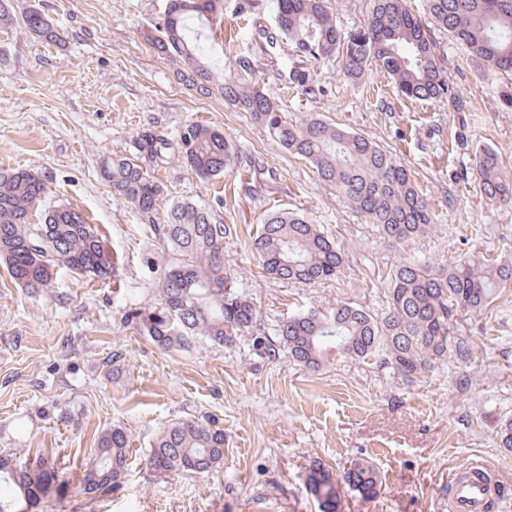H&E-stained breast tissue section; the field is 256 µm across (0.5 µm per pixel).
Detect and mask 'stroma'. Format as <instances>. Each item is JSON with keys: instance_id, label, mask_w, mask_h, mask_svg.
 <instances>
[{"instance_id": "35a3bbf8", "label": "stroma", "mask_w": 512, "mask_h": 512, "mask_svg": "<svg viewBox=\"0 0 512 512\" xmlns=\"http://www.w3.org/2000/svg\"><path fill=\"white\" fill-rule=\"evenodd\" d=\"M253 2L250 13L241 0H224L228 48L209 57L224 77L235 76L238 57L248 55L255 21L272 20L268 0ZM167 3L11 0L18 17L42 10L66 42L41 40L18 24L0 28V167L41 173L47 202L84 211L118 258L111 281L63 269L40 293L19 287L0 266V457L26 467L44 454L60 478L28 512H319L305 485L311 462L338 471L354 458L377 465L382 488L371 499L342 493L339 512H448L452 474L476 457L512 494V448L500 447L497 435L512 419L511 299L459 313L452 326L472 345L471 360H445L409 383L372 357L335 354L314 370L284 354L272 359L247 335L231 345L199 336L162 348L126 317L158 304L165 252L151 224L115 199L98 172L102 157L134 154L143 129L170 139L191 121L222 130L274 181L249 194L237 173L204 181L173 156L157 172L167 189L161 206L191 201L230 226L224 266L237 292L255 303L260 328L273 335L283 318L339 301L379 314L387 306L383 275L402 261L442 267L486 253L512 256V205L490 203L477 182L453 178L486 146L512 173V111L499 102L502 77L440 35L448 76L469 102L461 147L446 101L381 111L379 99L394 89L379 70L348 80L335 63L314 64L322 94L311 103L281 87L288 45L257 59L256 76L281 112L321 113L415 170L434 222L428 234L399 245L365 223L305 160L279 148L250 113L181 83L141 37L163 19ZM281 210L321 225L343 248L337 279L307 285L263 276L249 238ZM184 419L224 430V462L209 474L149 466L156 439ZM113 426L129 437L126 474L111 492L85 495L77 469Z\"/></svg>"}]
</instances>
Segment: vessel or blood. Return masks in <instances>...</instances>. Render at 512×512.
<instances>
[{
    "mask_svg": "<svg viewBox=\"0 0 512 512\" xmlns=\"http://www.w3.org/2000/svg\"><path fill=\"white\" fill-rule=\"evenodd\" d=\"M492 501L499 512H512V497L501 492L482 461H471L455 472L448 491L452 512H486Z\"/></svg>",
    "mask_w": 512,
    "mask_h": 512,
    "instance_id": "vessel-or-blood-1",
    "label": "vessel or blood"
}]
</instances>
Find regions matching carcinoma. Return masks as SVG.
<instances>
[{
    "label": "carcinoma",
    "mask_w": 512,
    "mask_h": 512,
    "mask_svg": "<svg viewBox=\"0 0 512 512\" xmlns=\"http://www.w3.org/2000/svg\"><path fill=\"white\" fill-rule=\"evenodd\" d=\"M427 16L416 15L408 0H373L370 15L357 28L339 27L329 0H272L281 38L300 54V64L333 62L347 78H359L370 66L394 83L409 100L448 101L458 125L465 127L468 101L448 78L444 51L433 37L442 30L468 56L489 71L512 76V0H425ZM37 37L61 42L64 33L40 9L23 17ZM224 24V0H169L162 22L144 40L169 57L187 86L201 95L217 90L228 104L251 114L284 150L304 159L317 178L336 190L369 224L398 243L414 239L433 223V210L419 189L415 171L375 141L317 112L291 118L260 87L251 59L238 66L244 76L215 79L204 41L218 39ZM308 101L320 97L313 77L296 85ZM177 153L200 178L235 171L254 182L258 170L242 165L241 151L224 132L190 122L173 141L147 131L137 137L136 154L104 157L99 175L112 195L152 220L165 188L155 169ZM471 175L485 197L512 204V178L503 174L497 151L475 153ZM46 179L26 169L0 168V263L17 284L38 292L51 286L57 270L102 281L112 279L117 261L88 216L65 203L45 205ZM168 252L160 269L158 306L134 314V329L162 348L180 346L194 336L231 345L252 333L253 344L310 369L326 356L377 357L400 379L412 381L454 357L470 358L469 341L453 335L459 311L479 312L502 294L512 292V260L490 255L469 257L433 269L404 262L390 269L386 311L374 315L350 303L289 316L277 339L259 333L253 303L235 290L224 268V239L229 226L214 221L201 206L181 201L170 206L163 223L153 225ZM249 247L261 270L285 283H317L334 278L345 264L341 248L319 225L297 213L274 212L264 219ZM126 432L108 428L97 438L93 460L79 470L84 493L112 491L125 475ZM224 463V430L195 420L169 426L157 438L149 465L161 473L205 474ZM59 483L49 463L17 469L0 457V512H21ZM307 488L320 512H336L342 489L364 499L380 491L377 466L365 458L350 461L340 474L313 462Z\"/></svg>",
    "instance_id": "carcinoma-1"
}]
</instances>
